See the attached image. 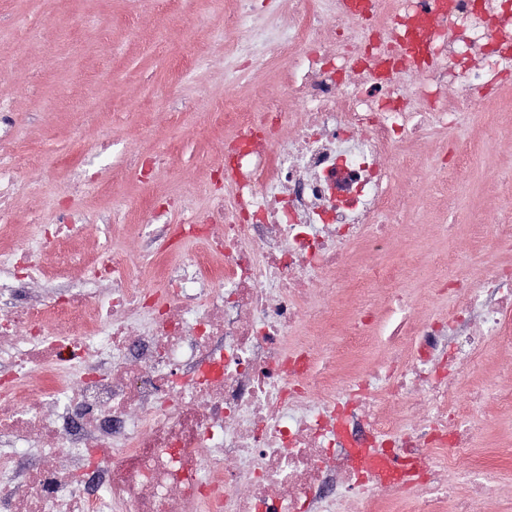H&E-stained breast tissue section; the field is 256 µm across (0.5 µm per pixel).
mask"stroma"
<instances>
[{
    "label": "stroma",
    "instance_id": "35a3bbf8",
    "mask_svg": "<svg viewBox=\"0 0 512 512\" xmlns=\"http://www.w3.org/2000/svg\"><path fill=\"white\" fill-rule=\"evenodd\" d=\"M226 0H45L34 13L30 0H0V107L12 115L13 137L36 146L44 157L38 173L21 172L42 203L40 223L27 227L33 244L43 227L56 223L62 205L112 216L109 234L92 233V247L104 239L126 246L139 232L134 214L144 206L139 183L120 175L129 154L163 151L168 163L152 175L157 203L181 201L203 212L224 166L226 109L247 105L252 83L278 92L274 71L250 67L231 45L224 27ZM120 100L124 111L104 110L85 118V100ZM94 180L112 185L111 196L95 188L65 198L61 161H83ZM512 180V135L481 148L467 168L448 173L447 187L420 183L403 221L420 227L417 241L393 263L402 288L423 295L416 269L425 255L449 250L448 272L468 280L485 278L481 255L463 240H445L439 225L474 223L478 206H497L499 182ZM512 368L511 354H493L476 369L472 388L485 403L478 415L490 428L473 444L493 479L497 512H512V423L499 420L495 391L500 372Z\"/></svg>",
    "mask_w": 512,
    "mask_h": 512
}]
</instances>
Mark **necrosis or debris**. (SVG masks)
Instances as JSON below:
<instances>
[{
	"label": "necrosis or debris",
	"instance_id": "obj_1",
	"mask_svg": "<svg viewBox=\"0 0 512 512\" xmlns=\"http://www.w3.org/2000/svg\"><path fill=\"white\" fill-rule=\"evenodd\" d=\"M290 31L244 29L256 63L286 69L228 111L224 189L202 214L81 260L89 224L63 208L20 243L11 118L0 115V512H474L484 478L450 476L488 422L469 385L490 346L512 350V211L481 209L480 282L440 317L394 288L405 196L430 174L429 131L475 118L467 165L504 132L470 93L512 68V0H296ZM294 110L283 111L282 99ZM202 239L177 259L176 238ZM73 256L44 268L39 251ZM155 257L140 284L134 252ZM383 307L345 311L351 293ZM386 355L365 365L367 339Z\"/></svg>",
	"mask_w": 512,
	"mask_h": 512
}]
</instances>
